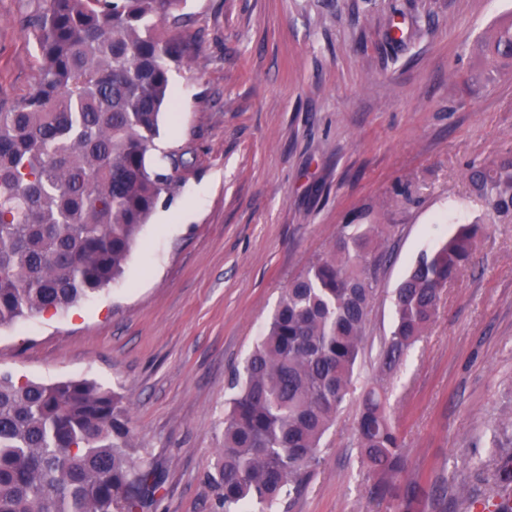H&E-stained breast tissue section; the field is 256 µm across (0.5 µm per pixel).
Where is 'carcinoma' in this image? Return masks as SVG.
I'll list each match as a JSON object with an SVG mask.
<instances>
[{"mask_svg": "<svg viewBox=\"0 0 512 512\" xmlns=\"http://www.w3.org/2000/svg\"><path fill=\"white\" fill-rule=\"evenodd\" d=\"M183 0H43L23 19L40 53L32 92L0 108V327L57 313L109 285L175 177L148 154L170 101ZM488 76L512 63V23L478 47ZM489 223L512 220V157L469 171ZM479 224L422 252L394 291L380 356L393 371L433 322L470 260ZM388 239L345 224L284 288L232 384L208 480L221 512H280L310 486L321 442L350 394ZM357 445L371 494L416 512L415 483L380 389L364 396ZM496 483L512 487V448ZM161 480L137 454L121 396L87 380L43 384L0 373V512H147Z\"/></svg>", "mask_w": 512, "mask_h": 512, "instance_id": "cac0c4a2", "label": "carcinoma"}]
</instances>
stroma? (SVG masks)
<instances>
[{"label": "stroma", "instance_id": "35a3bbf8", "mask_svg": "<svg viewBox=\"0 0 512 512\" xmlns=\"http://www.w3.org/2000/svg\"><path fill=\"white\" fill-rule=\"evenodd\" d=\"M41 4L0 0L2 107L36 83L21 18ZM184 11L189 61L170 69L175 111L149 153L175 175L173 194L114 282L0 328V372L119 393L163 477L149 512H216L207 474L233 370L341 225L384 224L356 390L291 512H394L370 495L356 446L362 394L378 380L421 512H469L464 490L499 492L492 439L512 443V222L488 223L468 180L470 163L512 154V71L487 81L472 52L512 0H186ZM471 223L484 230L469 263L404 365L379 378L394 289Z\"/></svg>", "mask_w": 512, "mask_h": 512}]
</instances>
